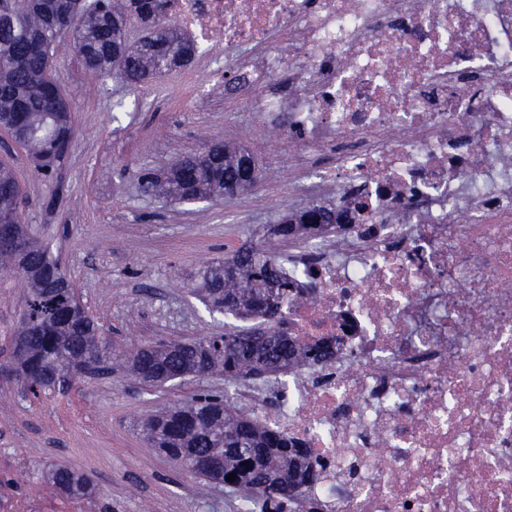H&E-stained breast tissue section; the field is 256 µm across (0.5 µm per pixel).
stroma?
<instances>
[{"label": "stroma", "mask_w": 512, "mask_h": 512, "mask_svg": "<svg viewBox=\"0 0 512 512\" xmlns=\"http://www.w3.org/2000/svg\"><path fill=\"white\" fill-rule=\"evenodd\" d=\"M57 70L75 105L76 133L52 177L36 176L22 150L0 142V161L11 165L28 200L26 221L59 257L117 352L223 333L224 316L210 314L186 285L199 267L277 223L287 197L267 178L221 202L176 203L142 194L138 174L218 139L252 149L266 169L270 145L231 119L236 100L199 106L206 81L200 63L185 68L182 82L168 74L129 87L92 76L63 43ZM22 305L16 278L0 270V361L9 358ZM223 389L219 375L149 387L119 367L35 398L0 382V512H229V489L200 487L139 431L159 408ZM53 463L87 474L93 496L33 495Z\"/></svg>", "instance_id": "1"}]
</instances>
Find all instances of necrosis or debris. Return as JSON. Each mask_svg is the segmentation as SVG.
<instances>
[{
	"mask_svg": "<svg viewBox=\"0 0 512 512\" xmlns=\"http://www.w3.org/2000/svg\"><path fill=\"white\" fill-rule=\"evenodd\" d=\"M172 13L207 98L282 122L289 204L347 222L277 239L287 333L326 357L233 386L309 449L300 512H512V0Z\"/></svg>",
	"mask_w": 512,
	"mask_h": 512,
	"instance_id": "4bbe7bcc",
	"label": "necrosis or debris"
}]
</instances>
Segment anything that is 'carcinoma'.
Returning <instances> with one entry per match:
<instances>
[{
    "mask_svg": "<svg viewBox=\"0 0 512 512\" xmlns=\"http://www.w3.org/2000/svg\"><path fill=\"white\" fill-rule=\"evenodd\" d=\"M10 0H0V115L26 113L22 127L14 131L22 148L39 161L46 172L61 159L62 141L73 142L68 121L73 104L60 82L56 50L68 42L84 68L94 76L112 77L132 85L186 68L196 55L195 42L173 20L171 0H106V8L90 12L78 0H32L22 14L12 12ZM136 18L144 35L126 39L127 23ZM242 147L210 141L202 159L182 156L165 171H144L139 186L153 196L191 203L224 199V187L254 188L264 178L256 160L245 163ZM12 171L0 166V229L18 224L22 193L12 184ZM319 209L299 214V220L283 217L279 230L298 234L311 224H330ZM276 244L261 238L222 260L204 266L190 293L200 297L210 312L245 318L254 312L267 317L266 329L274 340L251 344L253 330L235 325L222 334L189 341L176 340L157 346L142 345L120 355L112 339L85 310L76 289L47 290L37 270H55L61 262L49 248L35 241L30 267L13 274L24 285L27 318L17 323L12 336L24 340V367L15 359L0 364V379L24 387L56 388L70 378L106 371L123 356L128 371L139 382L161 387L186 377L224 375L231 383L261 364L266 370L321 355L316 347L302 348L280 330L281 298L288 281L279 273ZM144 439L162 456L181 463L203 485L220 482L242 499H255L261 512H287L288 499L300 494L304 483L283 481V476L302 471L314 480L307 450L287 437L256 425L249 413L230 395L204 391L191 401L166 406L140 426ZM235 474L232 482L226 480ZM46 485L60 492L84 496L89 480L64 466L46 474Z\"/></svg>",
    "mask_w": 512,
    "mask_h": 512,
    "instance_id": "cac0c4a2",
    "label": "carcinoma"
}]
</instances>
